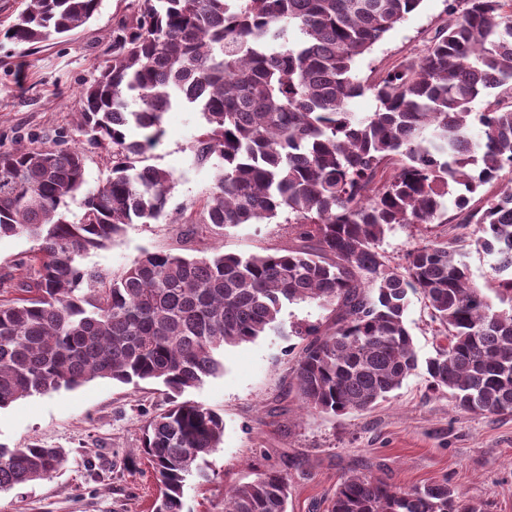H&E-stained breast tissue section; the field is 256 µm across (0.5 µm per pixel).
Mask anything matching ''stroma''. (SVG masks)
<instances>
[{
  "mask_svg": "<svg viewBox=\"0 0 512 512\" xmlns=\"http://www.w3.org/2000/svg\"><path fill=\"white\" fill-rule=\"evenodd\" d=\"M129 0H100L93 17L71 36L34 45L0 38V149L36 145L57 135L86 145L76 127L80 92L105 64L113 25ZM445 0H422L388 32L355 72L400 63L423 50L446 19ZM205 120L190 106L163 117L164 135L150 162L175 174L166 214L132 224L120 243L90 251L81 264L106 278L121 275L142 251L184 257L214 252L249 255L296 245L283 219L221 231L179 224L182 209L199 206L213 183L211 164L197 163L191 145ZM449 224L394 225L382 249L389 265L403 266L423 238H450ZM328 310L314 303L284 306L274 329L224 352L223 374L207 378L184 397L217 411L224 441L202 461L206 479L189 477L183 512H224V492L269 468H289L288 512H325L343 474L369 473L410 488L447 480L482 512H512V415L456 411L445 391L428 388L417 369L390 398L371 410L330 416L302 408L288 392V373L302 346L301 329L325 324ZM406 321L419 361L442 341L422 296L410 294ZM162 385L121 384L97 378L74 389L22 398L0 409V444L61 448L66 461L51 478L0 492V512H154L152 468L141 454V426L163 404Z\"/></svg>",
  "mask_w": 512,
  "mask_h": 512,
  "instance_id": "obj_1",
  "label": "stroma"
}]
</instances>
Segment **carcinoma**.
I'll return each instance as SVG.
<instances>
[{
  "mask_svg": "<svg viewBox=\"0 0 512 512\" xmlns=\"http://www.w3.org/2000/svg\"><path fill=\"white\" fill-rule=\"evenodd\" d=\"M100 0H27L3 32L17 44L73 33ZM422 0H130L106 66L81 91L79 126L112 148L86 187L87 155L63 139L0 150V238L37 243L20 276L0 278V409L95 378L160 382L167 406L143 425L160 487L154 512H182L187 477L223 441L224 419L178 400L224 372V351L273 328L287 304L332 313L303 337L288 392L329 415L373 408L418 368L405 313L428 303L447 344L429 387L457 410L512 415V0H446L424 52L372 80L354 64ZM495 91L471 134V104ZM371 92L364 118L348 102ZM195 106L197 162L216 161L201 223L226 230L281 215L301 245L189 258L144 251L117 278L85 269L130 224L165 214L176 178L147 163L164 112ZM141 132L129 138L130 128ZM391 268L380 246L396 224H443ZM498 191L482 193L487 185ZM481 195V205L471 201ZM79 209L69 221L70 207ZM497 255L495 298L471 282L458 243ZM59 448L0 445V492L51 477ZM288 472L269 468L224 493V512H288ZM329 512H480L448 482L402 488L339 479Z\"/></svg>",
  "mask_w": 512,
  "mask_h": 512,
  "instance_id": "cac0c4a2",
  "label": "carcinoma"
}]
</instances>
